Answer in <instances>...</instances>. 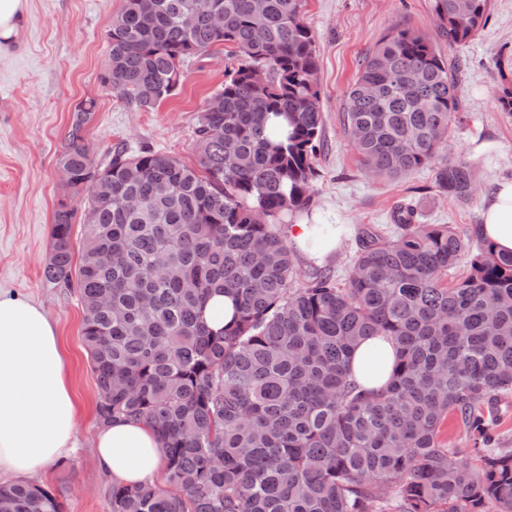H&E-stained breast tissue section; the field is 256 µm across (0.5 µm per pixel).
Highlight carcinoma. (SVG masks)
I'll return each mask as SVG.
<instances>
[{
	"label": "carcinoma",
	"instance_id": "carcinoma-1",
	"mask_svg": "<svg viewBox=\"0 0 512 512\" xmlns=\"http://www.w3.org/2000/svg\"><path fill=\"white\" fill-rule=\"evenodd\" d=\"M302 7L264 0L258 43L252 0H124L103 79L137 108L175 95L187 59L218 46L237 59L215 92L222 108L207 100L196 117L193 166L123 146L97 166L85 138L95 102L74 109L59 166L86 192L83 232L74 243V210L59 202L44 277L76 284L99 423L142 420L163 442L161 479L112 483L111 512H512V448L496 446L485 412L512 395V252L478 227L421 224L402 204L395 238L362 231L345 285L326 270L301 279L282 221L309 206L323 131ZM430 7L452 48L485 27L491 0ZM411 71L422 77L414 97L400 88ZM365 84L378 94L359 96ZM457 120L455 70L404 23L364 56L343 103L365 174L430 168L438 192L466 205L475 166L448 156ZM469 252L466 277L444 283ZM217 293L236 306L218 331L204 320ZM373 336L391 339L396 361L391 383L365 393L348 365ZM450 416L479 467L449 454ZM61 509L35 484L0 485V512Z\"/></svg>",
	"mask_w": 512,
	"mask_h": 512
}]
</instances>
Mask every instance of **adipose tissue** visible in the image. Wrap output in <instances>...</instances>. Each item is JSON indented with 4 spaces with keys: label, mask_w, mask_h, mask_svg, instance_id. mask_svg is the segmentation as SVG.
I'll use <instances>...</instances> for the list:
<instances>
[{
    "label": "adipose tissue",
    "mask_w": 512,
    "mask_h": 512,
    "mask_svg": "<svg viewBox=\"0 0 512 512\" xmlns=\"http://www.w3.org/2000/svg\"><path fill=\"white\" fill-rule=\"evenodd\" d=\"M28 20L29 0H0V49L20 43ZM480 232L495 250L512 251V179L486 199ZM394 361L390 340L370 338L355 349L350 377L362 390L380 391ZM81 412L53 321L34 302L0 290V482H26L70 456ZM94 451L125 484L155 481L164 463L156 432L131 419L101 426Z\"/></svg>",
    "instance_id": "adipose-tissue-1"
}]
</instances>
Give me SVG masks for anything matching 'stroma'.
<instances>
[{
    "mask_svg": "<svg viewBox=\"0 0 512 512\" xmlns=\"http://www.w3.org/2000/svg\"><path fill=\"white\" fill-rule=\"evenodd\" d=\"M122 6L123 0H29L23 45L0 51V289L36 302L55 322L69 381L85 407L78 448L34 478L57 496L64 512H111V480L93 452L100 427L97 383L81 336L82 308L73 289L43 275L59 201L81 205L59 170L74 108L88 98L97 103L86 129L95 164L124 145L191 165L198 111L232 64L221 49L187 61L175 95L155 108L136 109L102 79L107 31ZM303 18L316 38L324 127L318 175L301 217L344 225L335 255L323 261L337 282L351 272L361 231L389 229L399 204L414 205L424 223L461 233L481 223L484 199L501 178H512V112L499 102L503 87L512 86V0H492L485 28L465 45L443 51L458 71L461 116L448 151L476 165L478 192L469 205L435 191L426 168L392 182L365 176L342 131V105L361 59L399 22L435 36L430 0H305Z\"/></svg>",
    "mask_w": 512,
    "mask_h": 512,
    "instance_id": "stroma-1",
    "label": "stroma"
}]
</instances>
